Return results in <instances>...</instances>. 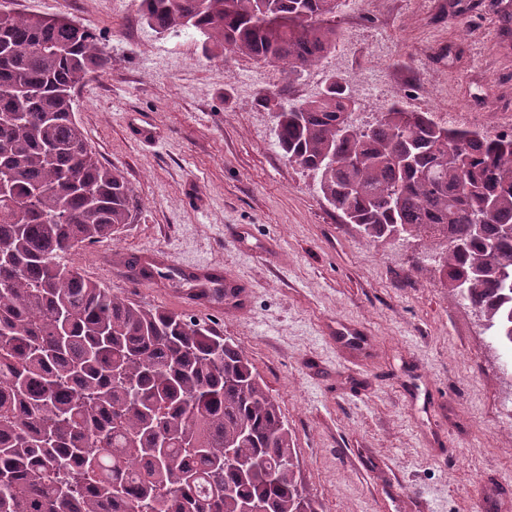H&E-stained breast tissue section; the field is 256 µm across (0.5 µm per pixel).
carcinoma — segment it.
<instances>
[{
	"label": "carcinoma",
	"instance_id": "1",
	"mask_svg": "<svg viewBox=\"0 0 512 512\" xmlns=\"http://www.w3.org/2000/svg\"><path fill=\"white\" fill-rule=\"evenodd\" d=\"M349 0H139L157 33L288 75L335 46ZM109 58L65 16L0 13V512H316L278 402L232 340L112 294L61 258L132 218L72 94ZM345 85L276 114L288 161L373 241L420 235L448 288L512 345V135L449 128L393 103L374 122Z\"/></svg>",
	"mask_w": 512,
	"mask_h": 512
}]
</instances>
